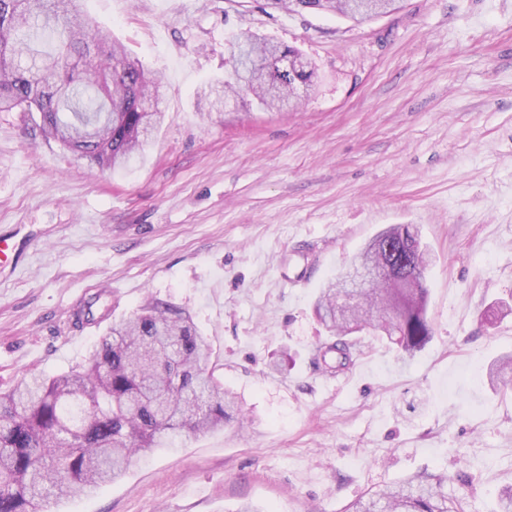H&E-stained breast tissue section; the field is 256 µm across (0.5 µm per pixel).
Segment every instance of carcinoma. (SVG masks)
<instances>
[{"instance_id": "cac0c4a2", "label": "carcinoma", "mask_w": 512, "mask_h": 512, "mask_svg": "<svg viewBox=\"0 0 512 512\" xmlns=\"http://www.w3.org/2000/svg\"><path fill=\"white\" fill-rule=\"evenodd\" d=\"M293 12H336L359 24L349 0H272ZM250 45L247 81L211 85L204 99L224 92L251 96L275 109L294 93L283 59L299 55L242 34ZM155 82L130 61L82 10V0H0V109H36L45 138L106 168L125 166L145 151L163 119L152 99ZM355 261L383 271L360 290L359 308L340 307L347 289L331 281L315 314L335 340L319 348L325 367L354 365L365 330L385 334L411 360L428 343L426 273L429 251L410 225L380 231ZM212 349L189 314L147 300L129 319L99 337L86 364L54 376L26 374L0 393V512H46L53 498L90 494L121 477L140 456L175 447L183 433L224 427L235 408L216 375ZM492 387L512 382V355L489 368ZM447 474L407 477L349 504L344 512H461L448 498Z\"/></svg>"}]
</instances>
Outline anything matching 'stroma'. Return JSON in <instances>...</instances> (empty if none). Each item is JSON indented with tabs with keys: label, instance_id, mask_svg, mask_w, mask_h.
Masks as SVG:
<instances>
[{
	"label": "stroma",
	"instance_id": "35a3bbf8",
	"mask_svg": "<svg viewBox=\"0 0 512 512\" xmlns=\"http://www.w3.org/2000/svg\"><path fill=\"white\" fill-rule=\"evenodd\" d=\"M159 83L165 117L142 158L100 170L46 141L39 112H0V390L85 362L148 298L185 308L252 427L186 434L96 494L47 512H344L369 490L447 472L464 512L512 486V0H402L355 24L267 0H83ZM297 48L314 85L294 111L231 95L225 42ZM415 225L432 255L433 335L402 361L359 333L330 373L320 288L381 229ZM98 297L94 321L77 315Z\"/></svg>",
	"mask_w": 512,
	"mask_h": 512
}]
</instances>
